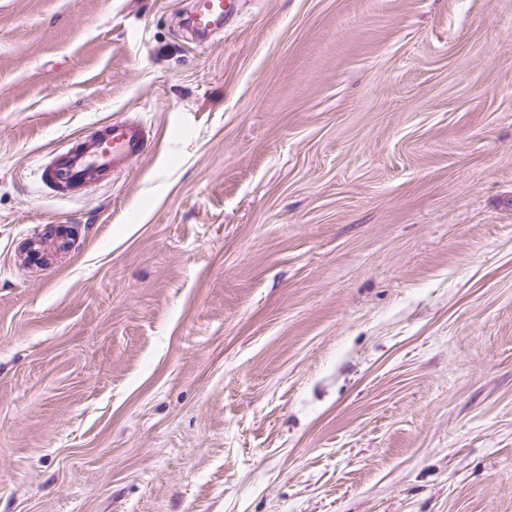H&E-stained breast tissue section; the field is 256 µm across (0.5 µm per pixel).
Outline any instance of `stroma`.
Segmentation results:
<instances>
[{
    "instance_id": "1",
    "label": "stroma",
    "mask_w": 512,
    "mask_h": 512,
    "mask_svg": "<svg viewBox=\"0 0 512 512\" xmlns=\"http://www.w3.org/2000/svg\"><path fill=\"white\" fill-rule=\"evenodd\" d=\"M187 5L0 0V512H512V0ZM189 24L200 35L213 32L224 20L231 2L229 0H190ZM151 138V128L136 118L101 121L73 138L70 147L47 155L41 165L42 181L58 195L81 191L128 169Z\"/></svg>"
}]
</instances>
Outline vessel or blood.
Instances as JSON below:
<instances>
[{"instance_id":"b4317fda","label":"vessel or blood","mask_w":512,"mask_h":512,"mask_svg":"<svg viewBox=\"0 0 512 512\" xmlns=\"http://www.w3.org/2000/svg\"><path fill=\"white\" fill-rule=\"evenodd\" d=\"M229 8V0H189V24L197 34H209ZM151 137V128L133 117L101 121L75 137L70 147L50 152L41 165V178L59 195L81 191L128 169Z\"/></svg>"}]
</instances>
